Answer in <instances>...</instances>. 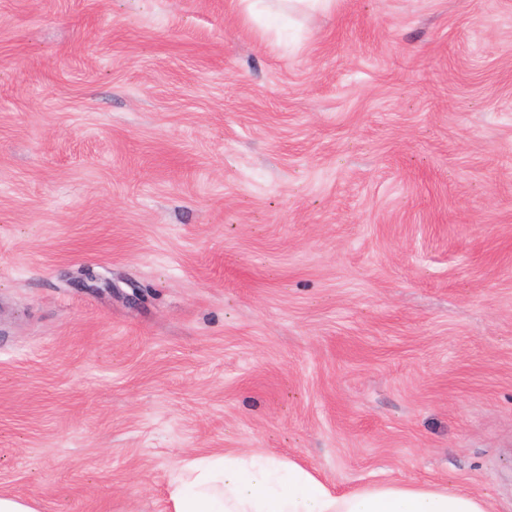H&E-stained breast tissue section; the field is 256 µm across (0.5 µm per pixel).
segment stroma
I'll list each match as a JSON object with an SVG mask.
<instances>
[{"instance_id": "obj_1", "label": "stroma", "mask_w": 512, "mask_h": 512, "mask_svg": "<svg viewBox=\"0 0 512 512\" xmlns=\"http://www.w3.org/2000/svg\"><path fill=\"white\" fill-rule=\"evenodd\" d=\"M243 450L512 512V0H0V492Z\"/></svg>"}]
</instances>
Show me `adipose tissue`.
Returning a JSON list of instances; mask_svg holds the SVG:
<instances>
[{
    "instance_id": "adipose-tissue-1",
    "label": "adipose tissue",
    "mask_w": 512,
    "mask_h": 512,
    "mask_svg": "<svg viewBox=\"0 0 512 512\" xmlns=\"http://www.w3.org/2000/svg\"><path fill=\"white\" fill-rule=\"evenodd\" d=\"M170 485L172 512H489L481 496L433 486L370 485L333 494L305 468L227 453L185 459Z\"/></svg>"
}]
</instances>
